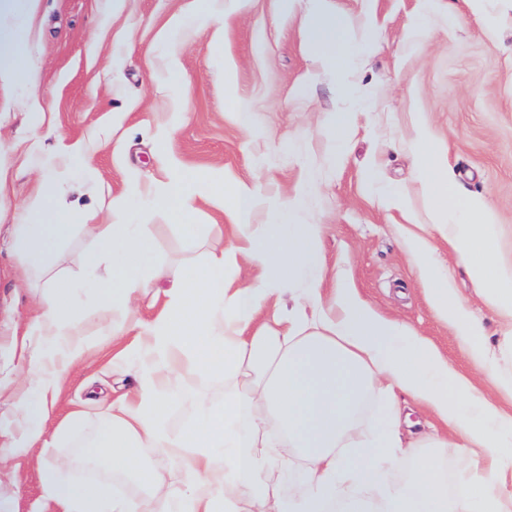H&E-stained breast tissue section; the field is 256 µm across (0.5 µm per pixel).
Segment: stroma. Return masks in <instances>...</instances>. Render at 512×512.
I'll return each mask as SVG.
<instances>
[{
    "label": "stroma",
    "instance_id": "35a3bbf8",
    "mask_svg": "<svg viewBox=\"0 0 512 512\" xmlns=\"http://www.w3.org/2000/svg\"><path fill=\"white\" fill-rule=\"evenodd\" d=\"M433 2L418 33L421 0H329L353 21L346 38L355 55L342 89L305 35L300 5L288 14L279 0H224L223 19L200 26L190 16L193 0H115L111 7L105 0H39L27 49L40 107L22 109L20 83L0 73V170L8 174L0 193V385L27 372L22 335L46 283L79 273L81 256L94 247L75 233L45 271L26 279L10 245L41 162L62 161L75 144L91 165L62 176L57 199L75 211L95 210L102 224L119 220L132 187L158 191L179 172L218 169L225 180L258 187L255 224L267 222L273 202L304 192L294 221L322 227L324 293L346 283L380 315L432 339L456 370L488 384L431 310L409 251L411 236L429 240L457 297L498 347L495 315L477 297L465 262L431 227V197L415 181L410 145L417 121L426 119L433 161L448 167L458 198L489 203L498 257L512 263V0H487L483 17L468 14L456 25L448 21V0ZM173 25L185 28L183 40L168 41ZM236 98L250 108L251 129L240 122ZM336 112L354 113V123L336 129L327 119ZM168 122L172 139L158 145L153 133ZM382 186L404 193V209L389 206ZM149 222L157 259L204 260V248L187 243L165 210ZM81 300L89 359L69 370L50 422L63 432L51 456L69 482L108 475L100 460L87 470L76 458L90 453L105 407L136 383L133 363H112L125 342H103L95 295ZM223 396V379L183 365L170 429L183 428L201 400ZM0 495L13 512H57L33 452L21 448L0 464Z\"/></svg>",
    "mask_w": 512,
    "mask_h": 512
}]
</instances>
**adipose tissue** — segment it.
Masks as SVG:
<instances>
[{"mask_svg": "<svg viewBox=\"0 0 512 512\" xmlns=\"http://www.w3.org/2000/svg\"><path fill=\"white\" fill-rule=\"evenodd\" d=\"M305 12L307 35L322 62L345 82L347 17L329 12L327 0H305ZM0 71L22 75L30 89L27 106H39L38 73L24 41L12 37L0 49ZM412 152L415 178L430 192L434 229L466 262L478 295L497 316L503 336H511L512 270L492 261L496 234L489 207L477 198L453 204L455 185L430 160L427 127L417 129ZM56 182V170L44 166L35 198L13 228L12 245L32 270L47 267L72 231L69 213L55 204ZM201 183L223 192L234 219L231 240L211 239L198 269L152 259L147 217L167 209L186 238H197ZM257 199L256 188L228 187L204 171L191 181L173 179L161 195L130 194L119 222L101 224L95 212L83 214L81 227L96 249L82 260L83 277L50 284L33 318L31 333L39 342L21 344L31 367L27 386L16 394L24 422L16 426L0 417V430L12 444L52 447L57 435L48 423L65 372L88 351L78 295L96 293L105 335L130 337L124 354L140 368L135 393L106 409L108 426L96 446L113 473L131 479L147 497L135 501L95 481L63 482L58 464L45 460L42 483L60 512H372L352 496L356 486L382 491L380 512H512V411L495 403L499 397L512 402V374L497 372L483 326L470 318L450 284L439 281L427 244L417 240L410 249L430 286V304L469 358L491 373L496 396L456 371L427 337L378 314L355 289L342 285L324 299L321 227L291 221L302 197L274 205L264 225L250 222ZM244 261L262 265L265 275L237 288L233 276ZM297 279L304 286L291 308L275 324L259 321L273 296ZM145 298L160 304L149 319L140 314ZM186 363L223 376L224 400L202 405L184 430L172 434L165 424ZM398 391L464 436L469 451L459 459L456 481L438 464L448 445L447 436L438 435L417 456L410 479L388 487L386 473L401 448L393 402ZM374 393L388 406L365 431L357 419ZM150 448L166 466L146 462ZM291 456L306 465L307 492L295 503L285 502L267 480L268 469Z\"/></svg>", "mask_w": 512, "mask_h": 512, "instance_id": "adipose-tissue-1", "label": "adipose tissue"}]
</instances>
